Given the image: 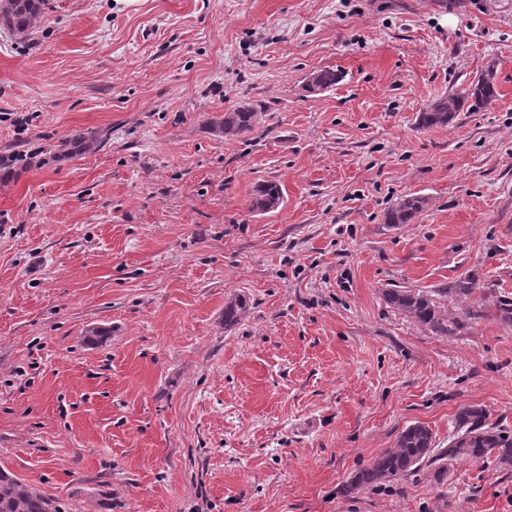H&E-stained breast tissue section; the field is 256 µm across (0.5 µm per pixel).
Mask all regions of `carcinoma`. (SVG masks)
<instances>
[{"label":"carcinoma","mask_w":512,"mask_h":512,"mask_svg":"<svg viewBox=\"0 0 512 512\" xmlns=\"http://www.w3.org/2000/svg\"><path fill=\"white\" fill-rule=\"evenodd\" d=\"M47 0H5L0 4V24L20 40L29 38L35 29ZM341 74L331 69L312 73L311 89L326 90L336 85ZM496 73L489 68L461 90L443 96L431 103L418 116L422 128L447 126L456 114L466 109L476 111L497 97ZM257 110L248 104L224 113L219 128L224 137H243L256 126ZM105 136L92 131H77L59 142L48 152L51 158H68L97 149ZM37 155L15 152L0 155V170L9 174L13 169L32 166ZM283 203L280 184L267 182L257 187L249 204L253 213L274 211ZM429 201L422 195L401 197L386 213L387 224H408L427 208ZM444 292L460 308L456 317H450L426 291L408 288H390L385 292L387 302L397 310L429 326L433 331L453 335L471 320L485 316L488 306L496 310V317L512 325V296L479 283L476 279L461 277ZM247 314L246 300L233 295L224 303V322L233 324ZM467 459L473 462L491 461L503 470H512V429L491 422L489 411L482 406H464L456 413L453 434L448 447L435 446L432 431L413 424L398 435L395 446L377 456L368 467L357 471L345 490L352 492L378 485L391 479L409 476L422 467L434 469V477L441 480L448 473V464ZM0 512H62L59 502L32 485L0 469Z\"/></svg>","instance_id":"carcinoma-1"}]
</instances>
